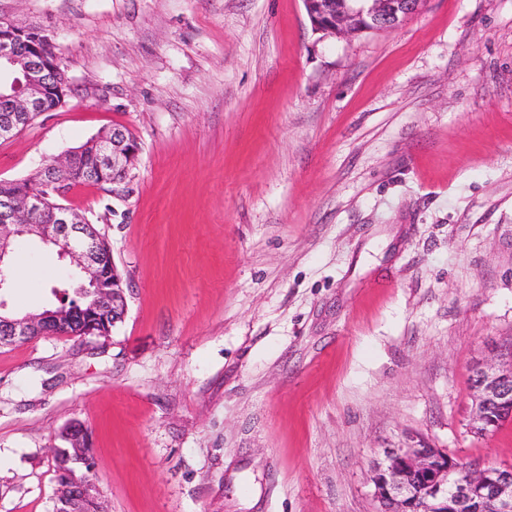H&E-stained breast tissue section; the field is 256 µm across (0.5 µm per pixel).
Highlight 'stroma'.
<instances>
[{
  "mask_svg": "<svg viewBox=\"0 0 512 512\" xmlns=\"http://www.w3.org/2000/svg\"><path fill=\"white\" fill-rule=\"evenodd\" d=\"M72 92L0 141L31 177L102 130L131 192L64 199L107 240L106 338L0 348V512H51V449L85 426L100 512H376L371 462L471 435L468 381L512 353V0H426L393 31L313 30L302 0H0ZM23 315L66 286L53 249Z\"/></svg>",
  "mask_w": 512,
  "mask_h": 512,
  "instance_id": "35a3bbf8",
  "label": "stroma"
}]
</instances>
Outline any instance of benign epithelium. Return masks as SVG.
<instances>
[{
  "label": "benign epithelium",
  "mask_w": 512,
  "mask_h": 512,
  "mask_svg": "<svg viewBox=\"0 0 512 512\" xmlns=\"http://www.w3.org/2000/svg\"><path fill=\"white\" fill-rule=\"evenodd\" d=\"M313 28L335 37L373 31L395 30L418 13L426 0H302ZM13 75L9 87L0 83V101L11 112L0 125V139L9 140L31 125L44 112L65 103L70 92L67 74L61 69L52 40L39 31L0 22V73ZM91 146L100 166L112 171V195H129V173L139 159L128 133L121 127L103 131ZM75 149L45 164L28 182L41 191H23L0 196V291L8 288L12 243L30 236L57 248L81 277L80 286L95 290L93 304L81 317L80 329H69L63 315L44 309L14 317L2 313L0 302V347L13 346L39 336L96 337L95 328L117 324L126 311L122 278L105 250L101 236L92 232L88 219L69 206L48 210L46 192L62 197L70 190L68 172ZM50 213L43 224L41 214ZM473 408L469 432L483 436L503 418H512V352L496 365L480 361L471 367ZM70 448H53L76 468L86 466L81 451L86 430L78 423L67 428ZM457 461L448 451L418 436L398 448H386L373 462L371 482L378 512H512V465L468 468L467 477H456ZM100 491L92 479H78L73 470L56 472L55 497L68 512H83L89 502L99 501Z\"/></svg>",
  "instance_id": "obj_1"
}]
</instances>
